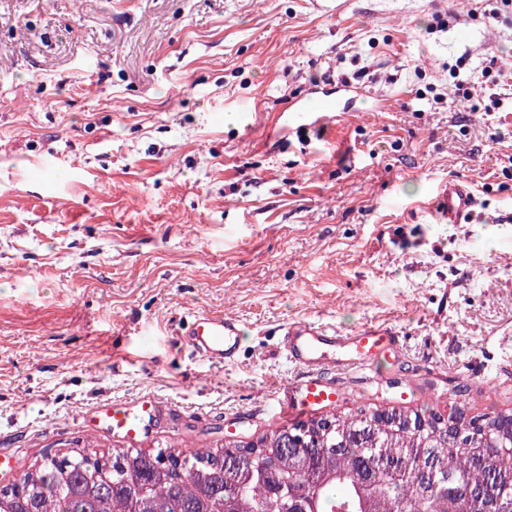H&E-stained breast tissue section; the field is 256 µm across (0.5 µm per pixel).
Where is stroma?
Returning a JSON list of instances; mask_svg holds the SVG:
<instances>
[{"label": "stroma", "instance_id": "35a3bbf8", "mask_svg": "<svg viewBox=\"0 0 512 512\" xmlns=\"http://www.w3.org/2000/svg\"><path fill=\"white\" fill-rule=\"evenodd\" d=\"M492 56L499 109L449 111ZM344 78L359 112L301 140L276 124ZM451 179L476 200L457 224L430 205ZM200 310L243 323L237 362L178 342ZM293 320L403 336L339 411L440 408L457 385L512 409V11L0 0V487L70 453L82 409L144 394L149 434L98 432L100 451L255 439L297 374L275 336Z\"/></svg>", "mask_w": 512, "mask_h": 512}]
</instances>
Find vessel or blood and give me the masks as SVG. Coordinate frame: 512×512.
<instances>
[{"instance_id":"b4317fda","label":"vessel or blood","mask_w":512,"mask_h":512,"mask_svg":"<svg viewBox=\"0 0 512 512\" xmlns=\"http://www.w3.org/2000/svg\"><path fill=\"white\" fill-rule=\"evenodd\" d=\"M338 114L337 104L323 102L312 111H301L302 125L326 126ZM475 198L458 183L437 187L433 206L449 223H457L468 214ZM181 341L192 353L213 365L235 362L240 354L241 323L238 319L208 311L191 314L181 333ZM278 348L284 357L298 366L302 375L277 389L280 416L288 420L334 406L341 394L340 376L364 374L375 363L396 357L401 349L397 332L385 325H370L342 333L308 321H295L281 327ZM157 412L153 397L144 395L126 408L101 404L83 412L89 431L118 430L128 439L148 431Z\"/></svg>"}]
</instances>
